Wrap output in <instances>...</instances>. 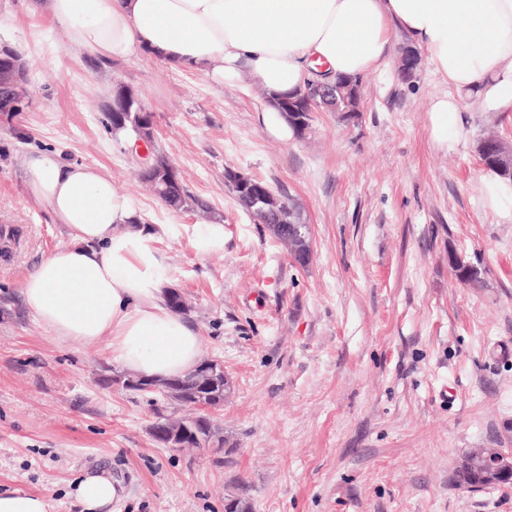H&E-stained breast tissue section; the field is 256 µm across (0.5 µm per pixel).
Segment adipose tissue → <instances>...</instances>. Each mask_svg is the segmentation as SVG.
Here are the masks:
<instances>
[{
	"label": "adipose tissue",
	"instance_id": "1",
	"mask_svg": "<svg viewBox=\"0 0 512 512\" xmlns=\"http://www.w3.org/2000/svg\"><path fill=\"white\" fill-rule=\"evenodd\" d=\"M73 45L107 60L141 53L216 82L248 75L271 97L269 129L293 130L276 96L304 87L314 66L330 76L374 69L405 31L429 54L449 93L432 99L434 145H466L462 102L512 111V0H49ZM27 194L66 228L68 241L28 274L29 312L58 339H109L112 362L154 379L191 373L200 338L165 300L171 271L133 200L102 169L43 152L29 163ZM110 471L77 485L84 512H112Z\"/></svg>",
	"mask_w": 512,
	"mask_h": 512
}]
</instances>
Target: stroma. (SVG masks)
Wrapping results in <instances>:
<instances>
[{
	"mask_svg": "<svg viewBox=\"0 0 512 512\" xmlns=\"http://www.w3.org/2000/svg\"><path fill=\"white\" fill-rule=\"evenodd\" d=\"M29 63L22 111L0 113V227L21 231L0 257V491L82 512L81 475L112 472V512H224L237 481L253 512H512V485L468 489L457 468L478 448L512 449V219L484 205L482 134L512 145V111L466 102V145L435 148L433 97L449 86L422 60L412 80L397 47L361 77L360 113H313L302 137L263 121L253 79L219 84L149 55L104 62L73 47L47 0H0V43ZM153 114L154 143L204 209H168L139 180V158L106 124L119 87ZM108 171L142 223L173 224L155 245L202 356L234 389L216 412L228 455L167 448L145 395L113 388L108 337L64 342L26 309L28 273L67 241L29 200V157ZM238 171L290 198L308 226L299 265L225 180ZM224 225L198 253L197 224ZM478 268L457 279L449 257Z\"/></svg>",
	"mask_w": 512,
	"mask_h": 512,
	"instance_id": "35a3bbf8",
	"label": "stroma"
}]
</instances>
